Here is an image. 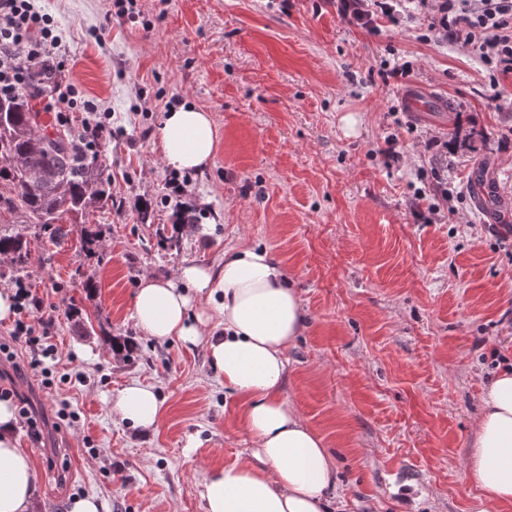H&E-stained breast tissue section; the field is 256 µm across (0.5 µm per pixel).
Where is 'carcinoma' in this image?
<instances>
[{
	"label": "carcinoma",
	"mask_w": 512,
	"mask_h": 512,
	"mask_svg": "<svg viewBox=\"0 0 512 512\" xmlns=\"http://www.w3.org/2000/svg\"><path fill=\"white\" fill-rule=\"evenodd\" d=\"M77 138L71 127L42 126L25 95L0 97V253L14 255L19 269L29 263L31 250L11 231L17 214L51 231L56 241L68 235L65 217L82 216L112 201L99 155L79 151Z\"/></svg>",
	"instance_id": "cac0c4a2"
}]
</instances>
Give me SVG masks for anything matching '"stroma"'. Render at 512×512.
<instances>
[{"label":"stroma","mask_w":512,"mask_h":512,"mask_svg":"<svg viewBox=\"0 0 512 512\" xmlns=\"http://www.w3.org/2000/svg\"><path fill=\"white\" fill-rule=\"evenodd\" d=\"M136 3L121 19L117 0H36L63 30L79 98L112 114L101 145L113 199L55 243L31 220L12 227L30 242L29 281L66 298L54 387L27 369L0 376L47 418L42 443L17 431L40 512L86 495L104 512H204L205 473L247 456L241 402L205 349L147 336L133 316L142 276L216 267L244 246L273 255L301 298L283 395L325 440L342 512H512L464 468L490 352L512 361V74L490 81L460 47L421 38L418 20L371 33L330 0ZM393 60L406 79L383 76ZM170 101L209 112L217 130L192 176L207 210L189 232L164 199ZM481 166L496 182L493 220L473 201ZM436 175L447 200L414 216L415 190ZM86 228L96 253L79 248ZM108 335L133 341L132 355L113 360ZM134 379L163 401L146 434L110 411Z\"/></svg>","instance_id":"stroma-1"}]
</instances>
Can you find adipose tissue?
Instances as JSON below:
<instances>
[{"label":"adipose tissue","mask_w":512,"mask_h":512,"mask_svg":"<svg viewBox=\"0 0 512 512\" xmlns=\"http://www.w3.org/2000/svg\"><path fill=\"white\" fill-rule=\"evenodd\" d=\"M163 158L198 171L210 161L216 128L195 105L172 108L159 130ZM219 312L222 327L210 324ZM134 315L148 336L204 345L211 366L244 400L241 424L253 448L240 462L200 481L205 512H335V466L323 438L282 395L286 350L303 328L300 298L266 250L240 248L221 267L184 264L167 278L142 277ZM465 469L493 505L512 504V370L500 372L481 395ZM163 402L153 386L132 380L118 392L112 418L146 433ZM21 419L0 401V512H39L37 474L15 432Z\"/></svg>","instance_id":"1"}]
</instances>
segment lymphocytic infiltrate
Here are the masks:
<instances>
[{
	"mask_svg": "<svg viewBox=\"0 0 512 512\" xmlns=\"http://www.w3.org/2000/svg\"><path fill=\"white\" fill-rule=\"evenodd\" d=\"M336 10L368 29L380 18L421 14L428 31L466 50L493 73H512V0H336ZM62 46L54 19L39 11L34 0H0V96L26 89L31 98L40 99L42 88L31 85L32 74L54 73L44 110L54 113L62 126L70 123L72 113H83L81 129L87 141L100 144L111 130V116L92 101L78 100L65 75ZM13 286L14 319L6 340H0V359L14 362V347L23 348L25 367L41 375L42 386H50L49 365L57 351L48 336L63 303L37 296L25 277H15Z\"/></svg>",
	"mask_w": 512,
	"mask_h": 512,
	"instance_id": "1",
	"label": "lymphocytic infiltrate"
}]
</instances>
